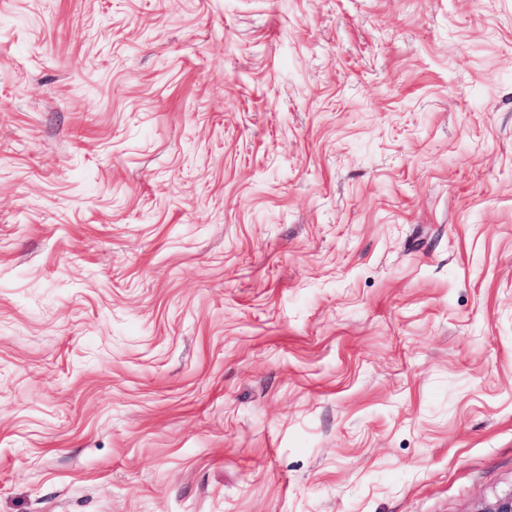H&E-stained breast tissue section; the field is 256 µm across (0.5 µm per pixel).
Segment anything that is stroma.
I'll list each match as a JSON object with an SVG mask.
<instances>
[{
    "mask_svg": "<svg viewBox=\"0 0 512 512\" xmlns=\"http://www.w3.org/2000/svg\"><path fill=\"white\" fill-rule=\"evenodd\" d=\"M512 490V0H0V512Z\"/></svg>",
    "mask_w": 512,
    "mask_h": 512,
    "instance_id": "1",
    "label": "stroma"
}]
</instances>
